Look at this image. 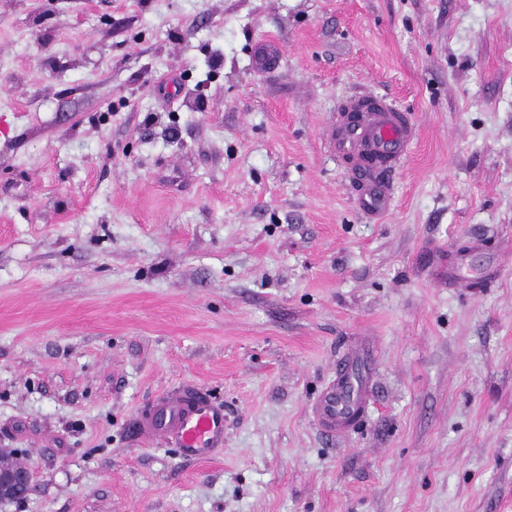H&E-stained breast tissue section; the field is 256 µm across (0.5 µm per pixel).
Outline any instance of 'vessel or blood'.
I'll return each instance as SVG.
<instances>
[{
    "label": "vessel or blood",
    "mask_w": 512,
    "mask_h": 512,
    "mask_svg": "<svg viewBox=\"0 0 512 512\" xmlns=\"http://www.w3.org/2000/svg\"><path fill=\"white\" fill-rule=\"evenodd\" d=\"M419 130L411 113L380 99L375 106L356 101L339 113L329 130L330 145L348 158L353 173L374 172L371 203L383 208L388 173L401 168ZM351 360L341 362L337 384L326 388L313 406L319 429L338 437L355 424L365 390L351 370ZM135 437L163 439L185 459H205L224 446V408L201 385L187 384L157 395L133 416Z\"/></svg>",
    "instance_id": "b4317fda"
}]
</instances>
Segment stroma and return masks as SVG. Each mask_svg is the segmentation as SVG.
Wrapping results in <instances>:
<instances>
[{"label": "stroma", "mask_w": 512, "mask_h": 512, "mask_svg": "<svg viewBox=\"0 0 512 512\" xmlns=\"http://www.w3.org/2000/svg\"><path fill=\"white\" fill-rule=\"evenodd\" d=\"M358 94L419 127L381 211ZM190 382L212 459L129 436ZM0 448V512H512V0H0ZM352 364L351 358L341 362L337 370L340 383L326 388L313 406L316 423L327 437L343 435L362 414L365 390L360 379L350 371ZM31 481V473L26 467L0 459V501L25 499L31 489Z\"/></svg>", "instance_id": "35a3bbf8"}]
</instances>
